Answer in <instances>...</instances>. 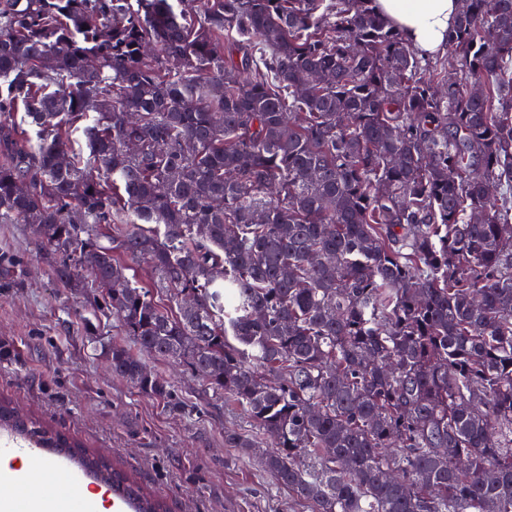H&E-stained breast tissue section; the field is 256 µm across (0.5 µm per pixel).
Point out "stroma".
<instances>
[{
  "label": "stroma",
  "instance_id": "stroma-1",
  "mask_svg": "<svg viewBox=\"0 0 512 512\" xmlns=\"http://www.w3.org/2000/svg\"><path fill=\"white\" fill-rule=\"evenodd\" d=\"M59 256L25 224L0 223V398L82 443L167 512H304L256 458L224 445L243 412L186 366L150 356L171 407L112 374L93 342L131 346L91 288L60 282Z\"/></svg>",
  "mask_w": 512,
  "mask_h": 512
}]
</instances>
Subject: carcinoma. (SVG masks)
Segmentation results:
<instances>
[{
  "label": "carcinoma",
  "instance_id": "1",
  "mask_svg": "<svg viewBox=\"0 0 512 512\" xmlns=\"http://www.w3.org/2000/svg\"><path fill=\"white\" fill-rule=\"evenodd\" d=\"M446 49L463 78L375 0H0V222L236 404L224 446L270 439L308 512H512V0H460Z\"/></svg>",
  "mask_w": 512,
  "mask_h": 512
}]
</instances>
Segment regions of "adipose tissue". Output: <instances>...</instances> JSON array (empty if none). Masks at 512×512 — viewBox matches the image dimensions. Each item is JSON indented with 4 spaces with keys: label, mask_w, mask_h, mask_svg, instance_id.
<instances>
[{
    "label": "adipose tissue",
    "mask_w": 512,
    "mask_h": 512,
    "mask_svg": "<svg viewBox=\"0 0 512 512\" xmlns=\"http://www.w3.org/2000/svg\"><path fill=\"white\" fill-rule=\"evenodd\" d=\"M376 11L419 51H443L455 22L458 0H376ZM107 512L101 494L74 492L67 471L41 464L30 457L11 466L9 456L0 457V512Z\"/></svg>",
    "instance_id": "1"
}]
</instances>
